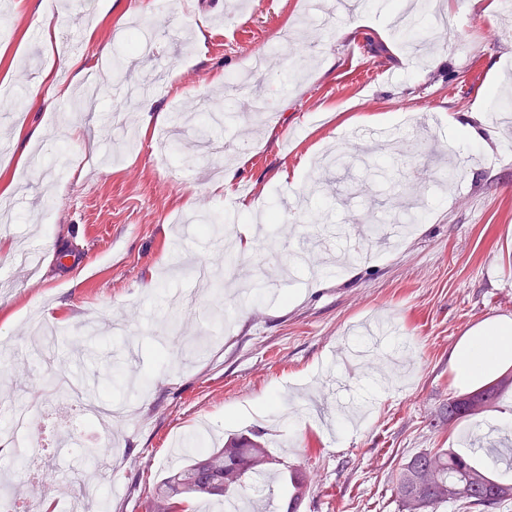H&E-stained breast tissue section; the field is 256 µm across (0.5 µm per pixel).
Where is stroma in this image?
<instances>
[{
  "mask_svg": "<svg viewBox=\"0 0 512 512\" xmlns=\"http://www.w3.org/2000/svg\"><path fill=\"white\" fill-rule=\"evenodd\" d=\"M220 2L226 29L203 0H0V101L14 102L0 181L19 185L18 220L0 225L13 247L0 277L14 280L0 291V413L39 416L68 398L59 372L93 384L117 365L132 390L96 398L131 411L112 422L102 512H146L176 443L202 428L216 442L263 431L309 478L301 512H401L404 462L512 427L506 404L436 424L464 391L450 354L512 320V129L491 117L512 83V0H487L484 15L456 0L458 40L421 57L395 0L325 27L311 0ZM283 28L300 49L231 87ZM134 29L151 33L167 78L133 64ZM475 110L488 134L467 142L448 118ZM20 127L30 140L15 141ZM370 130L383 137L367 154L353 135ZM161 131L179 145L162 169ZM217 138L235 146L229 187L213 175L228 163ZM40 151L48 168L21 164ZM245 200L277 222L229 260L198 217ZM102 437L80 428L48 478L73 489Z\"/></svg>",
  "mask_w": 512,
  "mask_h": 512,
  "instance_id": "1",
  "label": "stroma"
}]
</instances>
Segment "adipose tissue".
<instances>
[{"instance_id": "ef3b65f1", "label": "adipose tissue", "mask_w": 512, "mask_h": 512, "mask_svg": "<svg viewBox=\"0 0 512 512\" xmlns=\"http://www.w3.org/2000/svg\"><path fill=\"white\" fill-rule=\"evenodd\" d=\"M512 359V322L495 320L464 336L451 357L462 382L478 380Z\"/></svg>"}]
</instances>
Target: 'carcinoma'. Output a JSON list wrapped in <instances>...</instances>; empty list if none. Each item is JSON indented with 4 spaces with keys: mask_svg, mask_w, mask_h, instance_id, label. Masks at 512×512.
<instances>
[{
    "mask_svg": "<svg viewBox=\"0 0 512 512\" xmlns=\"http://www.w3.org/2000/svg\"><path fill=\"white\" fill-rule=\"evenodd\" d=\"M512 397V371H505L482 387L448 398L438 423L479 418ZM189 452L155 484L147 512H180L193 503L239 498L258 487L266 474L278 473L282 493L275 512H301L309 494L303 472L273 456L262 436L231 434L220 446L201 434L188 437ZM482 448L461 453L453 448L421 452L400 469L395 490L404 512H427L446 502H463L475 512H493L512 497V484L498 480L477 462Z\"/></svg>",
    "mask_w": 512,
    "mask_h": 512,
    "instance_id": "carcinoma-1",
    "label": "carcinoma"
}]
</instances>
